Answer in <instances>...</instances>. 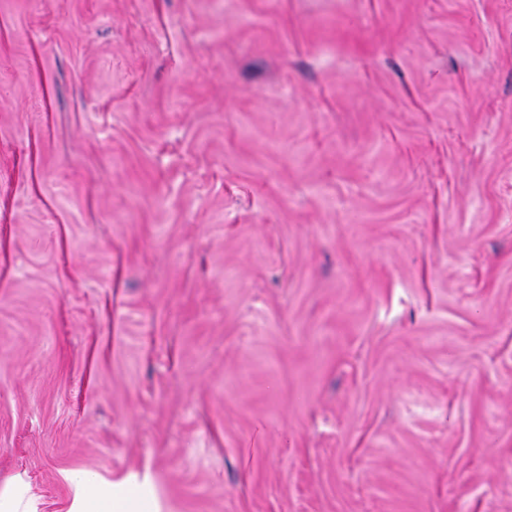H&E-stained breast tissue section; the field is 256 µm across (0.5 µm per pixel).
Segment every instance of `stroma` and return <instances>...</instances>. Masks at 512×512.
<instances>
[{"mask_svg": "<svg viewBox=\"0 0 512 512\" xmlns=\"http://www.w3.org/2000/svg\"><path fill=\"white\" fill-rule=\"evenodd\" d=\"M512 512V0H0V484ZM65 479L69 483L73 491L72 504L68 512H89L91 495L98 488V479L83 472H67Z\"/></svg>", "mask_w": 512, "mask_h": 512, "instance_id": "1", "label": "stroma"}]
</instances>
